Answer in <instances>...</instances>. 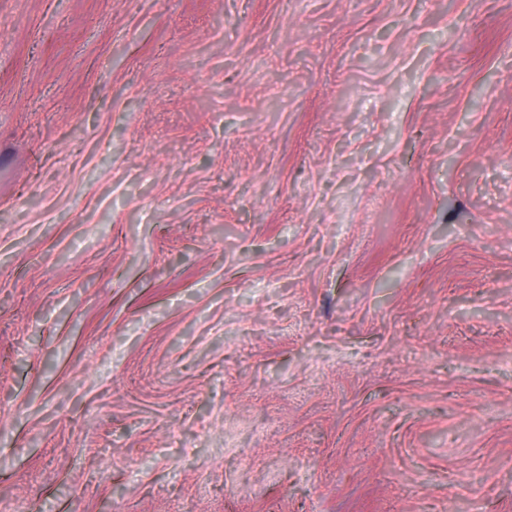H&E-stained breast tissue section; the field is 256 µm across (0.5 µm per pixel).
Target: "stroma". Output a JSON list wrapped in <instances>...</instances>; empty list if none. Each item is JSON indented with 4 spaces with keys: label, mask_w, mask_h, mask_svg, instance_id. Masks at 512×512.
Segmentation results:
<instances>
[{
    "label": "stroma",
    "mask_w": 512,
    "mask_h": 512,
    "mask_svg": "<svg viewBox=\"0 0 512 512\" xmlns=\"http://www.w3.org/2000/svg\"><path fill=\"white\" fill-rule=\"evenodd\" d=\"M0 506L512 512V0H0Z\"/></svg>",
    "instance_id": "stroma-1"
}]
</instances>
